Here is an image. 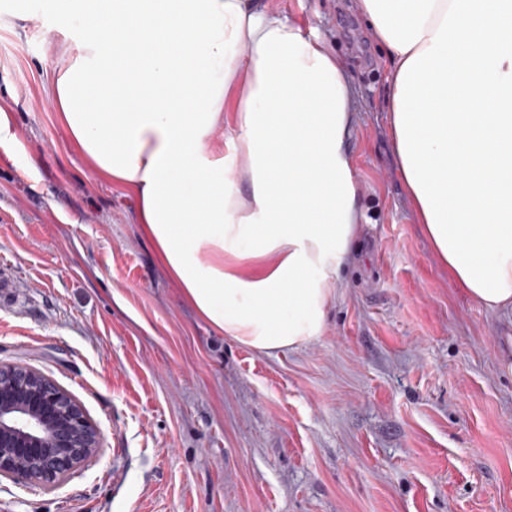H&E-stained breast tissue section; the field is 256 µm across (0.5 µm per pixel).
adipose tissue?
<instances>
[{
    "label": "adipose tissue",
    "mask_w": 512,
    "mask_h": 512,
    "mask_svg": "<svg viewBox=\"0 0 512 512\" xmlns=\"http://www.w3.org/2000/svg\"><path fill=\"white\" fill-rule=\"evenodd\" d=\"M391 69L417 221L512 316V0H357ZM50 102L200 319L270 354L318 339L360 232L349 78L263 0H45Z\"/></svg>",
    "instance_id": "1"
}]
</instances>
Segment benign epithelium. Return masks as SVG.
<instances>
[{
	"mask_svg": "<svg viewBox=\"0 0 512 512\" xmlns=\"http://www.w3.org/2000/svg\"><path fill=\"white\" fill-rule=\"evenodd\" d=\"M102 450L101 430L66 389L0 363V479L51 488Z\"/></svg>",
	"mask_w": 512,
	"mask_h": 512,
	"instance_id": "benign-epithelium-1",
	"label": "benign epithelium"
}]
</instances>
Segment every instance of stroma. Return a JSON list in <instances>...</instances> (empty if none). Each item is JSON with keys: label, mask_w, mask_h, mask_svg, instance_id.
<instances>
[{"label": "stroma", "mask_w": 512, "mask_h": 512, "mask_svg": "<svg viewBox=\"0 0 512 512\" xmlns=\"http://www.w3.org/2000/svg\"><path fill=\"white\" fill-rule=\"evenodd\" d=\"M40 3L0 0V362L67 389L104 449L52 488L0 480V512H512V325L463 294L416 220L389 61L354 0H268L350 79L362 212L322 336L272 355L196 316L134 199L69 144Z\"/></svg>", "instance_id": "35a3bbf8"}]
</instances>
